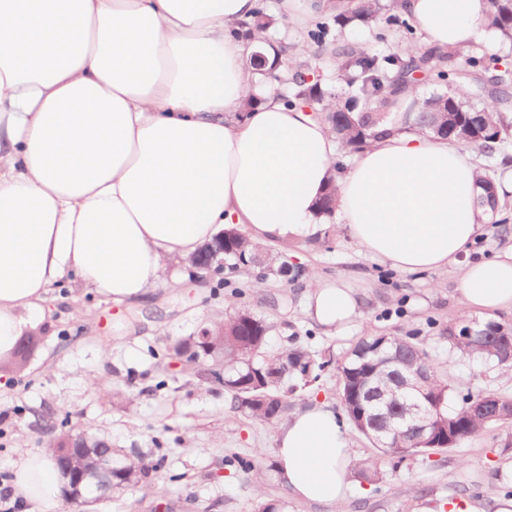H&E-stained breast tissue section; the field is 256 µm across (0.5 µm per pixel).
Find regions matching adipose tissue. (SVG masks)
I'll list each match as a JSON object with an SVG mask.
<instances>
[{
    "mask_svg": "<svg viewBox=\"0 0 512 512\" xmlns=\"http://www.w3.org/2000/svg\"><path fill=\"white\" fill-rule=\"evenodd\" d=\"M260 0H0V354L38 320L67 273L115 303L221 226L282 244L316 235L319 202L372 256L409 272L459 268L480 314L512 312V252L467 260L481 233L479 172L452 141L411 128L371 139L336 177L329 126L247 66L265 50ZM488 0H406L422 47L465 48ZM359 300L311 282L307 310L336 329ZM275 475L325 505L349 491L348 438L311 398L275 431ZM13 493L35 512L57 480L35 455Z\"/></svg>",
    "mask_w": 512,
    "mask_h": 512,
    "instance_id": "adipose-tissue-1",
    "label": "adipose tissue"
}]
</instances>
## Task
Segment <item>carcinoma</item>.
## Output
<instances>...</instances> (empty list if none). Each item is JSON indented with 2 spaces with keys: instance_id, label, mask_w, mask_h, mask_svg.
<instances>
[{
  "instance_id": "cac0c4a2",
  "label": "carcinoma",
  "mask_w": 512,
  "mask_h": 512,
  "mask_svg": "<svg viewBox=\"0 0 512 512\" xmlns=\"http://www.w3.org/2000/svg\"><path fill=\"white\" fill-rule=\"evenodd\" d=\"M488 28L499 36V47L492 50L476 44L467 51L456 47L430 48L424 51L407 43L393 51H373L367 47L340 45L331 39V25L344 29L356 21L383 23L406 29L410 24L402 11V0L383 4L380 0H354L350 8L332 16L333 23L321 22L311 33L316 46L312 54L303 55L281 73L268 77L289 87L286 103L295 101L318 104L321 117L329 123L336 138L350 152L363 148L375 137L373 129L386 123L414 125L422 131L447 133L461 147L487 152L501 149L512 137V0H489ZM327 59L336 66V80L343 82L334 100L336 107L323 106L326 94L319 78H311L317 61ZM419 73L433 86H448L446 93L420 96ZM224 260L233 267H248L255 262L254 245L236 227L224 228ZM272 325L267 319L247 309L210 325L212 341L224 342L212 355L201 354L199 381L206 373L219 369L224 390L230 394L234 409L267 424L279 423L292 405L288 380L309 383L311 357L299 347L272 353L268 335ZM457 327L448 328V343L454 350L476 355L486 361L501 363L498 355L505 336L512 335V325L486 321L474 326L475 335L468 341L454 337ZM402 353L427 377L424 394L411 396L394 405L398 418L389 429L381 430L373 418L381 413L377 402L369 399L372 390L382 383L392 369L388 360ZM341 400L346 406L363 408L364 422L349 417L352 425L368 438L380 457L356 466L358 477L376 482L382 478L385 458L404 459L430 450H440L448 443V421L460 428L458 442L492 427L473 415L467 404L450 406L454 388L447 370L433 362L422 343L414 336L375 335L361 338L337 364ZM423 403L433 433V447L413 440L409 420L399 418L405 405ZM112 477L120 487H139L149 477V467L141 459L130 460L121 450L112 451Z\"/></svg>"
}]
</instances>
